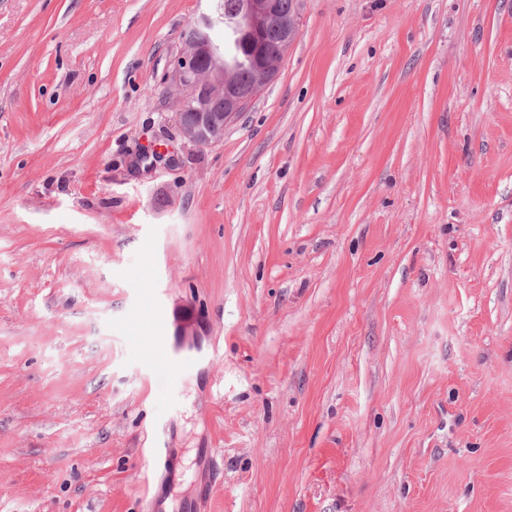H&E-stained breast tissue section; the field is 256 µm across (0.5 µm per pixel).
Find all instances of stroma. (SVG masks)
Here are the masks:
<instances>
[{
	"mask_svg": "<svg viewBox=\"0 0 512 512\" xmlns=\"http://www.w3.org/2000/svg\"><path fill=\"white\" fill-rule=\"evenodd\" d=\"M204 7L0 0V512H512V0H294L197 147Z\"/></svg>",
	"mask_w": 512,
	"mask_h": 512,
	"instance_id": "35a3bbf8",
	"label": "stroma"
}]
</instances>
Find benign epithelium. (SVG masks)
Here are the masks:
<instances>
[{
  "mask_svg": "<svg viewBox=\"0 0 512 512\" xmlns=\"http://www.w3.org/2000/svg\"><path fill=\"white\" fill-rule=\"evenodd\" d=\"M243 30L261 40L267 33L277 35L276 50L258 55L252 64L256 74L253 94L243 95L231 85L233 71L224 66V56L204 37L183 41L172 61L168 78L177 89L176 119L181 137L198 147L215 144L212 132L217 123L237 117L247 104L276 76L278 65L293 42L295 15L284 14L278 0H246ZM221 102L224 111L213 106Z\"/></svg>",
  "mask_w": 512,
  "mask_h": 512,
  "instance_id": "benign-epithelium-1",
  "label": "benign epithelium"
}]
</instances>
